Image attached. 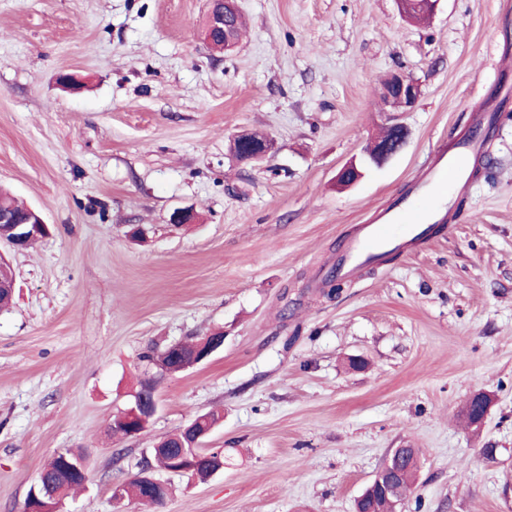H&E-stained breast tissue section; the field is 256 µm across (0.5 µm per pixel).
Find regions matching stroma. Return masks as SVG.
Returning <instances> with one entry per match:
<instances>
[{
	"label": "stroma",
	"instance_id": "1",
	"mask_svg": "<svg viewBox=\"0 0 512 512\" xmlns=\"http://www.w3.org/2000/svg\"><path fill=\"white\" fill-rule=\"evenodd\" d=\"M208 0H0V186L51 233L0 243V512L45 464L89 459L59 512H148L113 486L216 411L224 469L161 473L156 512H355L396 448L421 452L406 512H512V0H239L229 52ZM420 86L387 116L394 69ZM75 77L67 89L60 75ZM402 150L350 188L339 169L389 120ZM487 136L459 218L335 297L316 282L342 239L407 196L435 150ZM273 154L240 164V130ZM195 223L169 221L174 209ZM220 330L208 362L163 379L139 436H110L148 348ZM491 398L481 429L460 418Z\"/></svg>",
	"mask_w": 512,
	"mask_h": 512
}]
</instances>
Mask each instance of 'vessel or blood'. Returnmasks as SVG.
<instances>
[{
	"mask_svg": "<svg viewBox=\"0 0 512 512\" xmlns=\"http://www.w3.org/2000/svg\"><path fill=\"white\" fill-rule=\"evenodd\" d=\"M440 150L431 155L416 175L411 200L401 210L376 214L369 223L358 225L341 244L332 272L339 278L356 277L366 267L381 263L387 255L407 250L424 241L427 225L452 220L440 202L443 195L466 196L470 181Z\"/></svg>",
	"mask_w": 512,
	"mask_h": 512,
	"instance_id": "obj_1",
	"label": "vessel or blood"
}]
</instances>
